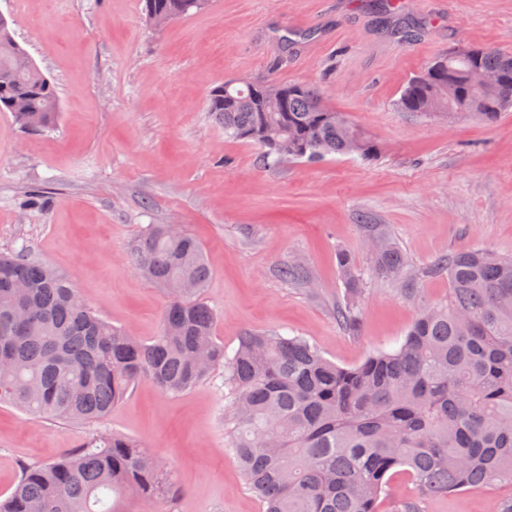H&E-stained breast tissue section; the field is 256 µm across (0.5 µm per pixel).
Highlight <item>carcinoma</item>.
Returning a JSON list of instances; mask_svg holds the SVG:
<instances>
[{
    "mask_svg": "<svg viewBox=\"0 0 512 512\" xmlns=\"http://www.w3.org/2000/svg\"><path fill=\"white\" fill-rule=\"evenodd\" d=\"M146 20H178L210 0H141ZM475 67L497 72L500 86H476ZM288 111L255 95L256 84L214 88L208 110L224 134L259 145L266 156L319 162L330 155L371 159L378 144L325 105L310 87L288 84ZM493 122L512 107V54L477 46L435 61L411 78L396 106ZM0 112L23 128L57 121L58 93L0 18ZM288 142V155L268 138ZM368 269L398 280L416 314L403 340L341 367L302 336L250 331L233 355L216 342L214 310L201 298L211 276L200 242L150 224L130 252L134 268L168 292L157 336L142 342L91 310L63 275L36 258L0 252V402L37 417L92 422L112 411L136 382L162 392L188 391L224 365L232 425L229 449L266 512H421L397 498L403 473L423 497L478 493L512 482V257L469 246L436 258L417 274L383 228ZM347 300L336 318L360 326L364 273L337 254ZM448 279V296L428 303L414 284ZM27 284L19 293L12 285ZM164 466L136 440L101 434L38 465L25 464L0 512H119L106 500L133 489L157 512Z\"/></svg>",
    "mask_w": 512,
    "mask_h": 512,
    "instance_id": "1",
    "label": "carcinoma"
}]
</instances>
